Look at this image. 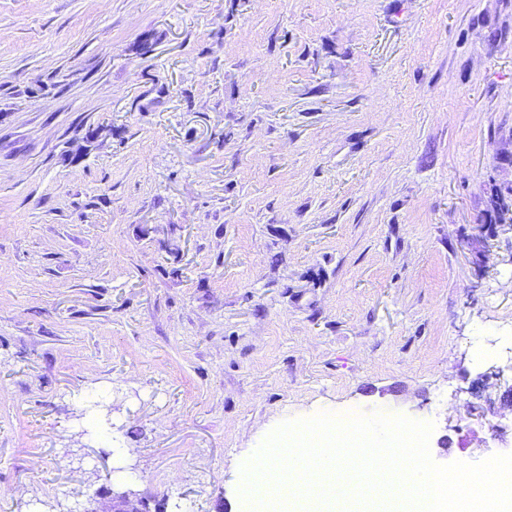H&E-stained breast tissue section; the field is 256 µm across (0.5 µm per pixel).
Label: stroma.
I'll return each instance as SVG.
<instances>
[{
    "mask_svg": "<svg viewBox=\"0 0 512 512\" xmlns=\"http://www.w3.org/2000/svg\"><path fill=\"white\" fill-rule=\"evenodd\" d=\"M509 346L512 0H0V512H227L320 413L512 453ZM107 399V394L92 392V396L85 399L87 410H89L86 425L87 427L83 430L85 434H94L100 440L112 445V442L120 444V440L117 437H112V427H106L97 418L95 410L101 406H104V402ZM98 495L100 497H109V505L105 510H90V512H143L141 508L142 503L140 500H135L130 497V493L123 491L118 492L112 489V492L107 488H102Z\"/></svg>",
    "mask_w": 512,
    "mask_h": 512,
    "instance_id": "35a3bbf8",
    "label": "stroma"
}]
</instances>
